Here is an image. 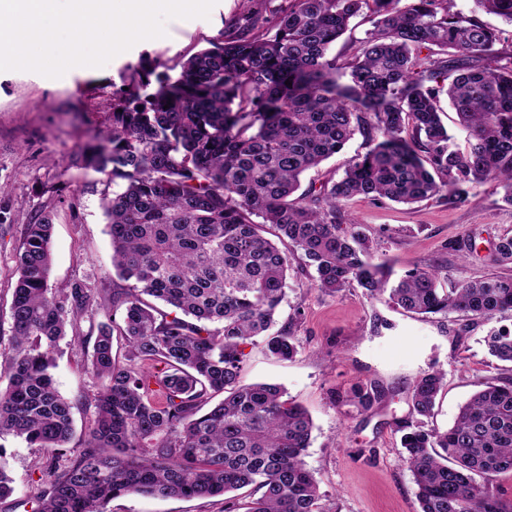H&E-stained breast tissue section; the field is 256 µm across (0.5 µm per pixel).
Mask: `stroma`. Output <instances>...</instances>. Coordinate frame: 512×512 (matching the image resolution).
<instances>
[{"label":"stroma","mask_w":512,"mask_h":512,"mask_svg":"<svg viewBox=\"0 0 512 512\" xmlns=\"http://www.w3.org/2000/svg\"><path fill=\"white\" fill-rule=\"evenodd\" d=\"M238 9L239 0H218L208 18L169 20L164 39L140 41L104 67H74L61 79L0 72V207L12 218L0 224V335L10 334L16 253L34 213L52 217L51 287L77 280L108 291L122 287L112 268L101 209L102 197L113 186L107 175L69 161L90 129L106 122L127 64L144 54L182 61L219 38L225 18ZM341 213L361 224L376 243V261L387 262L397 275L416 264L442 265L446 289L497 272L492 244L499 235L512 233V205L487 184L462 204L434 198L412 205L380 204L356 197L343 203ZM467 236L476 242L467 259L444 251L448 240ZM275 326L291 332L295 356L280 361L263 342L247 345L241 381L281 384L288 398L311 414L314 429L305 463L319 483L323 512H416V486L400 460L396 424L408 418L411 389L425 371L436 368L446 374L447 384L426 420L439 430L453 424L481 382L512 378V364L491 357L484 342L490 331H512V312L475 321L461 314L422 317L368 298L358 287L337 295L321 292L295 268ZM53 378L61 395L76 405L70 445L78 447L93 419L87 402L98 389L89 353L62 346ZM361 382L378 392L372 409L333 403V393ZM1 445L12 492L0 500V512H32L33 495L47 486L41 469L48 452L12 439ZM110 509L224 512V500L126 496L112 500Z\"/></svg>","instance_id":"35a3bbf8"}]
</instances>
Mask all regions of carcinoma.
I'll list each match as a JSON object with an SVG mask.
<instances>
[{
    "instance_id": "1",
    "label": "carcinoma",
    "mask_w": 512,
    "mask_h": 512,
    "mask_svg": "<svg viewBox=\"0 0 512 512\" xmlns=\"http://www.w3.org/2000/svg\"><path fill=\"white\" fill-rule=\"evenodd\" d=\"M473 2L465 13L454 0H288L275 10L242 0L210 47L173 66L143 55L126 67L111 123L69 166L117 186L102 209L112 266L128 287L110 295L83 281L50 287L46 213L25 225L17 254L0 441L63 448L72 439L74 403L51 374L67 329L71 345L92 343L100 383L79 448L63 466L52 458L44 467L50 489L34 512H111L113 499L140 494L222 496L225 512H236L232 493L248 487L260 496L246 512H322L304 462L308 411L278 384L241 383L244 348L255 338L276 359L296 353L288 330L267 331L297 253L328 294L355 284L420 315L512 311V274L443 290L438 267L416 265L391 280L392 267L374 261L373 241L343 223L338 207L354 197L464 203L489 183L512 205V44L499 47L503 30L477 16L512 27V0ZM364 9L371 28L356 51L332 55ZM442 94L467 131L462 146L442 122ZM357 132L368 149L340 180L300 191L301 177ZM492 260L512 264V234L497 238ZM99 309L106 321L83 332ZM116 331L126 345L121 361ZM486 344L512 363L511 331L492 332ZM444 385L440 370L419 377L410 417L396 425L416 512H512V499L490 484L512 474V379L481 383L440 431L424 418ZM377 400L365 384L348 395L365 411Z\"/></svg>"
}]
</instances>
